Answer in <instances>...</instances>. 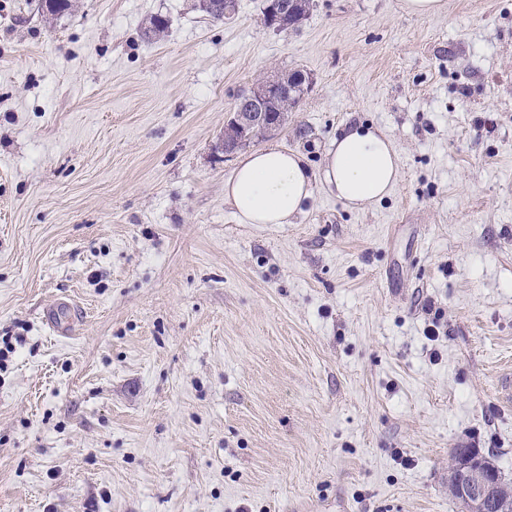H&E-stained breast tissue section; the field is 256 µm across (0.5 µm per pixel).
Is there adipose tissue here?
Instances as JSON below:
<instances>
[{"instance_id":"adipose-tissue-1","label":"adipose tissue","mask_w":512,"mask_h":512,"mask_svg":"<svg viewBox=\"0 0 512 512\" xmlns=\"http://www.w3.org/2000/svg\"><path fill=\"white\" fill-rule=\"evenodd\" d=\"M397 147L381 130L356 124L338 132L319 173L304 156L281 147L242 155L224 180V202L241 224H290L315 187L363 211L387 197L399 181Z\"/></svg>"}]
</instances>
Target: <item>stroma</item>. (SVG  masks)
I'll use <instances>...</instances> for the list:
<instances>
[{
	"label": "stroma",
	"instance_id": "1",
	"mask_svg": "<svg viewBox=\"0 0 512 512\" xmlns=\"http://www.w3.org/2000/svg\"><path fill=\"white\" fill-rule=\"evenodd\" d=\"M263 2L0 0V512H461L456 448L512 479V0H314L287 34ZM290 70L255 148L316 170L369 124L400 179L241 224L224 121ZM444 7L442 0H401L400 8L411 15L428 18L439 14ZM73 312L74 309L70 303L59 301L53 307L43 311V319L53 333L64 335L76 320Z\"/></svg>",
	"mask_w": 512,
	"mask_h": 512
}]
</instances>
